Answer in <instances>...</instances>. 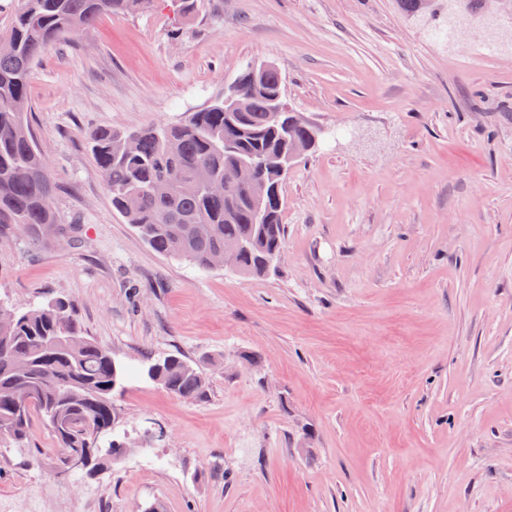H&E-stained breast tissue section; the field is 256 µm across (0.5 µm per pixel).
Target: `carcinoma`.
Masks as SVG:
<instances>
[{"label": "carcinoma", "instance_id": "1", "mask_svg": "<svg viewBox=\"0 0 512 512\" xmlns=\"http://www.w3.org/2000/svg\"><path fill=\"white\" fill-rule=\"evenodd\" d=\"M142 0H0V238L21 227L32 242L74 232L59 225L55 186L28 123L27 82L49 46L112 14L143 12ZM192 17L199 0H170ZM238 105L220 99L176 124L133 131L102 127L88 135L91 155L112 197V209L157 253L201 270L214 268L224 244L241 242L237 272L266 277L276 271L286 227L283 185L288 167L314 149L317 127L284 101L280 70L246 68L234 81ZM249 167L264 188L214 196L204 184ZM171 394L200 399L206 375L179 353L142 368ZM114 355L83 335L70 301L50 296L27 307L0 301V442L28 440L32 413L52 434L60 470L71 453L85 454L84 470L122 447L112 433V394L122 384Z\"/></svg>", "mask_w": 512, "mask_h": 512}]
</instances>
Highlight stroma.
<instances>
[{
  "label": "stroma",
  "mask_w": 512,
  "mask_h": 512,
  "mask_svg": "<svg viewBox=\"0 0 512 512\" xmlns=\"http://www.w3.org/2000/svg\"><path fill=\"white\" fill-rule=\"evenodd\" d=\"M200 0L112 15L36 62L30 122L76 242L0 240V300L70 299L125 365L170 352L209 389L115 392L129 449L57 475L32 416L0 496L42 512H512V0ZM274 63L321 128L285 183L276 275L199 271L112 209L96 128L175 123Z\"/></svg>",
  "instance_id": "stroma-1"
}]
</instances>
